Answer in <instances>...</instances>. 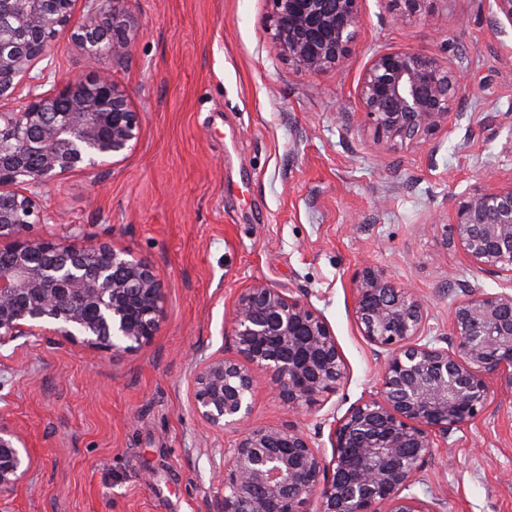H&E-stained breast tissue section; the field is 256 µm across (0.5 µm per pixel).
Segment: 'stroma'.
Returning a JSON list of instances; mask_svg holds the SVG:
<instances>
[{
    "mask_svg": "<svg viewBox=\"0 0 512 512\" xmlns=\"http://www.w3.org/2000/svg\"><path fill=\"white\" fill-rule=\"evenodd\" d=\"M132 55L100 68L140 117L137 141L113 163L44 186L42 209L149 263L164 318L137 351H92L52 336L0 346V416L38 458L11 512H220L212 451L229 430L194 415V357L228 347L226 313L257 281L305 298L330 323L346 378L296 417L267 391L259 425H297L331 455L330 418L374 391L380 363L353 317L352 278L381 267L425 300L427 338L448 331L453 289L499 291L446 242L454 197L486 170L512 178V24L489 0H434L395 22L363 0L348 59L319 77L279 55L271 0H126ZM415 48L460 63L457 121L434 148L374 145L359 99L373 55ZM75 27L54 41L43 91L86 73ZM411 495L437 512H512V396L454 429Z\"/></svg>",
    "mask_w": 512,
    "mask_h": 512,
    "instance_id": "stroma-1",
    "label": "stroma"
}]
</instances>
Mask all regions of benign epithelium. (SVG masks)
I'll use <instances>...</instances> for the list:
<instances>
[{
	"label": "benign epithelium",
	"mask_w": 512,
	"mask_h": 512,
	"mask_svg": "<svg viewBox=\"0 0 512 512\" xmlns=\"http://www.w3.org/2000/svg\"><path fill=\"white\" fill-rule=\"evenodd\" d=\"M125 0H0V97L30 78L59 30L82 31L89 75L55 94H34L19 111H0V345L48 333L90 348L134 351L163 320L156 271L106 242L76 247L70 235H39L60 215L38 190L75 169H96L140 132L138 113L99 57L122 59L134 37ZM273 39L292 70L318 76L350 55L362 0H271ZM402 23L425 16L434 0H386ZM19 43L3 42L4 25ZM461 66L414 49L373 55L359 97L373 141L391 148L431 141L457 112ZM453 244L471 265L506 279L502 291L465 289L451 304L449 337L424 341L425 302L387 270L365 266L353 278V314L380 361L378 386L331 423V460L298 427L251 422V400L265 389L296 413L334 391L346 364L327 320L307 301L257 281L229 310L233 355L194 360L193 409L209 428H230L235 444L213 462L224 487L222 512H434L405 493L436 459L454 427L481 416L491 394L512 395V181L480 177L455 199ZM37 460L25 434L0 420V505L26 488Z\"/></svg>",
	"instance_id": "benign-epithelium-1"
}]
</instances>
